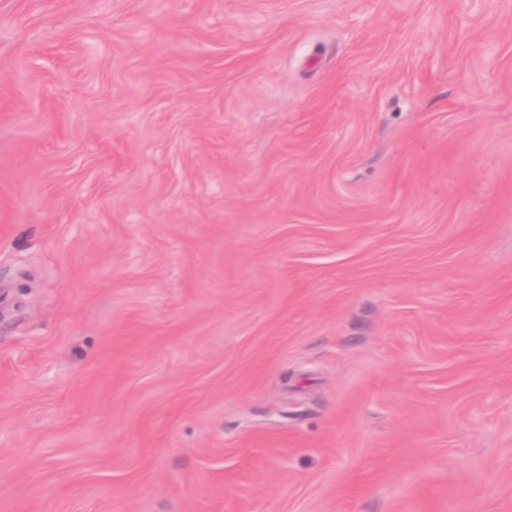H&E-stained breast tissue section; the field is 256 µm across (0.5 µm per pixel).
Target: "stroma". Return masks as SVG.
I'll return each instance as SVG.
<instances>
[{
    "label": "stroma",
    "instance_id": "1",
    "mask_svg": "<svg viewBox=\"0 0 512 512\" xmlns=\"http://www.w3.org/2000/svg\"><path fill=\"white\" fill-rule=\"evenodd\" d=\"M0 512H512V0H0Z\"/></svg>",
    "mask_w": 512,
    "mask_h": 512
}]
</instances>
